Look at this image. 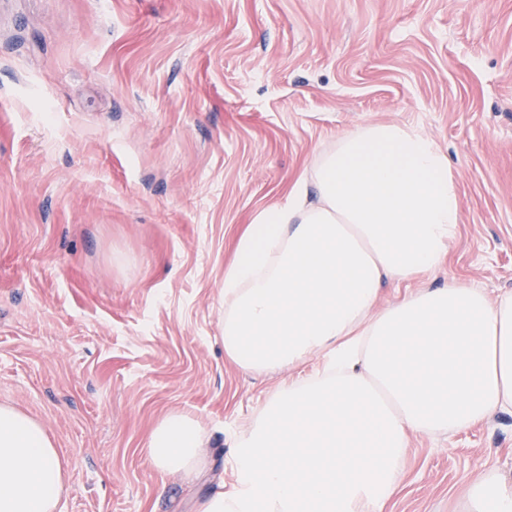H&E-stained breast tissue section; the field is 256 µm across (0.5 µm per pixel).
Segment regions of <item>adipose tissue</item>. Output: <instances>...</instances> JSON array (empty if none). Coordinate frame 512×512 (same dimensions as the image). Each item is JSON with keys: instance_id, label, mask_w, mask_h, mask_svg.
<instances>
[{"instance_id": "ef3b65f1", "label": "adipose tissue", "mask_w": 512, "mask_h": 512, "mask_svg": "<svg viewBox=\"0 0 512 512\" xmlns=\"http://www.w3.org/2000/svg\"><path fill=\"white\" fill-rule=\"evenodd\" d=\"M447 155L417 128L340 136L284 202L260 211L224 271V352L241 369L322 366L279 385L234 437L233 483L197 512H382L410 435L512 412V292L429 288L376 310L383 283L432 274L457 236ZM206 429L162 417L145 444L163 473L206 465ZM68 474L38 420L0 404V512H61ZM465 512H512V481L472 480Z\"/></svg>"}]
</instances>
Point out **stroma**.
Instances as JSON below:
<instances>
[{"instance_id": "1", "label": "stroma", "mask_w": 512, "mask_h": 512, "mask_svg": "<svg viewBox=\"0 0 512 512\" xmlns=\"http://www.w3.org/2000/svg\"><path fill=\"white\" fill-rule=\"evenodd\" d=\"M448 155L460 224L425 278L512 291V0H0V403L68 464L62 512H195L237 431L319 358L224 353L246 224L374 122ZM210 434L195 480L145 459L164 414ZM512 478V413L412 435L384 512H463ZM465 512H512V481L495 469L484 471L467 485Z\"/></svg>"}]
</instances>
